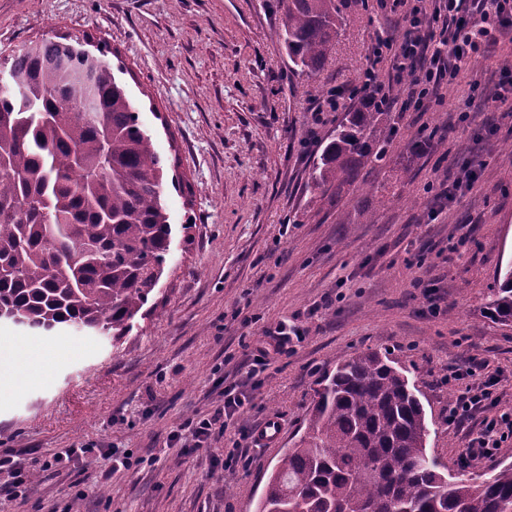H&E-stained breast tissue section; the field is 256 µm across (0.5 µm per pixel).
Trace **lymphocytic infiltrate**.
<instances>
[{
    "label": "lymphocytic infiltrate",
    "instance_id": "1",
    "mask_svg": "<svg viewBox=\"0 0 512 512\" xmlns=\"http://www.w3.org/2000/svg\"><path fill=\"white\" fill-rule=\"evenodd\" d=\"M381 10L401 11L405 22L400 43L377 38L371 46L373 66L350 89L334 87L328 100L330 111H338L342 100L357 97L376 111H427L440 101L442 85L452 83L471 60L483 56L500 40L512 41V0H376ZM388 63L397 78L406 79L403 99L393 98L378 83L375 67ZM483 363H472L465 372H452V379H472L465 392L448 403V422L460 427L479 420L460 459L469 464L494 456L512 437V409L498 410L499 398L493 377L483 375ZM224 399L206 417L194 418L169 435L170 444H182L181 454L190 457L211 447L223 437L229 421L243 409L247 397L238 384L224 388Z\"/></svg>",
    "mask_w": 512,
    "mask_h": 512
}]
</instances>
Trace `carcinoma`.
<instances>
[{"instance_id":"cac0c4a2","label":"carcinoma","mask_w":512,"mask_h":512,"mask_svg":"<svg viewBox=\"0 0 512 512\" xmlns=\"http://www.w3.org/2000/svg\"><path fill=\"white\" fill-rule=\"evenodd\" d=\"M339 0H286L280 31L292 63L324 67ZM68 34L0 58V320L61 324L115 342L165 274L176 229L164 165L117 80L107 45ZM382 113L348 112L313 162L312 187L339 191L384 154ZM485 313L512 324V264ZM423 393L378 351L325 374L303 435L268 478L255 512H512V464L451 476L427 454Z\"/></svg>"}]
</instances>
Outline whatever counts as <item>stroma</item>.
I'll return each mask as SVG.
<instances>
[{
	"label": "stroma",
	"instance_id": "1",
	"mask_svg": "<svg viewBox=\"0 0 512 512\" xmlns=\"http://www.w3.org/2000/svg\"><path fill=\"white\" fill-rule=\"evenodd\" d=\"M282 0H0V51L30 40L86 32L108 42L165 163L163 198L176 235L160 292L121 342L60 327L65 341L42 379L11 378L0 395V453L37 474L25 498L0 512H254L268 476L302 434L318 381L336 363L373 349L402 362L425 396L429 454L461 467L465 434L449 427L450 367L484 363L512 408V325L483 312L500 266L512 262V114L475 107L472 125L450 116L480 80L490 91L512 43L472 60L428 112H396L383 162L361 169L341 192L311 185L343 113L314 115L326 92L358 81L375 39L401 40L399 15L374 0H343L344 21L324 69L294 66L279 36ZM316 143L304 147L308 136ZM423 150H415L419 140ZM483 166L475 187L428 221L432 185L470 155ZM421 278L423 288L413 287ZM304 329L290 351L255 373L238 422L277 419L276 442L213 467L238 435L183 459L167 447L185 420L211 412L217 376L243 381L263 328ZM98 440L131 457L113 470L100 455L43 470L54 454Z\"/></svg>",
	"mask_w": 512,
	"mask_h": 512
}]
</instances>
